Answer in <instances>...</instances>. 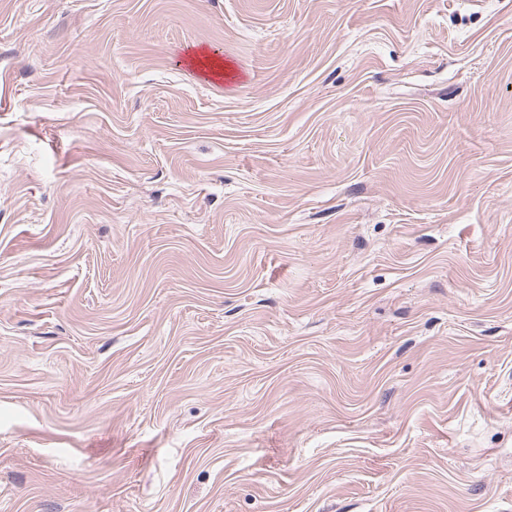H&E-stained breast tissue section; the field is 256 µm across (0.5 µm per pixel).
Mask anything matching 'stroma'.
I'll return each mask as SVG.
<instances>
[{
  "label": "stroma",
  "instance_id": "1",
  "mask_svg": "<svg viewBox=\"0 0 512 512\" xmlns=\"http://www.w3.org/2000/svg\"><path fill=\"white\" fill-rule=\"evenodd\" d=\"M0 512H512V0H0Z\"/></svg>",
  "mask_w": 512,
  "mask_h": 512
}]
</instances>
